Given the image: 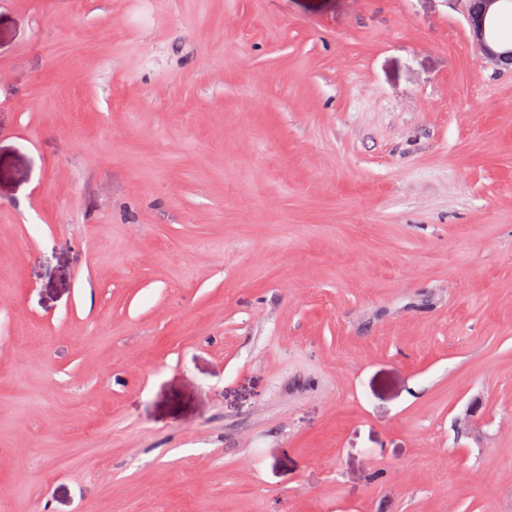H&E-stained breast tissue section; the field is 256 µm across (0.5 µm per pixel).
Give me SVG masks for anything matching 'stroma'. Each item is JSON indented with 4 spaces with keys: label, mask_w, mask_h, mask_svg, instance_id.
<instances>
[{
    "label": "stroma",
    "mask_w": 512,
    "mask_h": 512,
    "mask_svg": "<svg viewBox=\"0 0 512 512\" xmlns=\"http://www.w3.org/2000/svg\"><path fill=\"white\" fill-rule=\"evenodd\" d=\"M0 512H512L463 0H0Z\"/></svg>",
    "instance_id": "1"
}]
</instances>
